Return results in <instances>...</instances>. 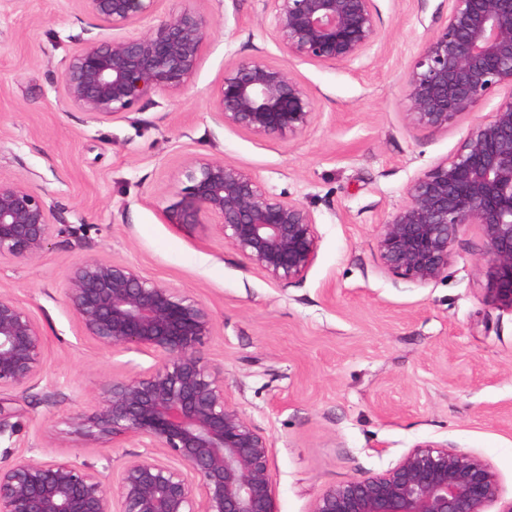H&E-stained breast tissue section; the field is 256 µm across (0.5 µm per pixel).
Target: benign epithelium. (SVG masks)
Segmentation results:
<instances>
[{
  "label": "benign epithelium",
  "instance_id": "7a95c632",
  "mask_svg": "<svg viewBox=\"0 0 512 512\" xmlns=\"http://www.w3.org/2000/svg\"><path fill=\"white\" fill-rule=\"evenodd\" d=\"M110 37L88 42L60 77L69 107L123 118L155 95L190 88L216 20L183 7L146 32L125 30L151 16L157 0H78ZM285 56L351 66L380 42L374 0H261ZM512 85V0H452L448 19L424 41L405 76L407 119L448 128ZM224 126L286 140L315 117L310 91L284 64L255 57L233 63L212 97ZM164 208L172 224H214L245 261L288 284L303 278L318 248L302 203L263 190L256 177L213 156L182 166ZM478 226L489 287L486 300L512 311V93L474 126L456 154L410 183L404 205L378 227L386 268L420 286L448 273L452 245ZM59 231L35 188L0 181V261H26ZM84 336L103 349L156 354L144 373L105 381L92 413L69 424L90 443L130 441L148 452L112 468L22 455L0 465V512H276L269 440L228 401L224 376L201 350L214 332L208 306L188 291L103 259L76 264L64 288ZM43 336L33 315L0 292V393L39 379ZM512 512L489 464L451 446H418L391 470L328 487L312 512Z\"/></svg>",
  "mask_w": 512,
  "mask_h": 512
}]
</instances>
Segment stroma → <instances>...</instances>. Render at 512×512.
I'll list each match as a JSON object with an SVG mask.
<instances>
[{"label": "stroma", "instance_id": "obj_1", "mask_svg": "<svg viewBox=\"0 0 512 512\" xmlns=\"http://www.w3.org/2000/svg\"><path fill=\"white\" fill-rule=\"evenodd\" d=\"M216 19L188 92L154 97L127 117L95 120L63 105L59 76L83 44L106 37L79 0H0V180L24 181L62 230L30 261L0 262V290L39 322L38 383L11 392L0 465L23 452L121 466L134 443L92 444L69 425L103 381L159 364L86 339L65 303L72 267L98 258L135 265L211 310L203 348L224 392L271 445L277 512H312L329 486L394 468L418 446H453L490 464L512 498V312L486 303L476 225L462 228L448 276L419 287L394 276L377 229L413 178L452 157L501 96L443 130L408 122L403 83L450 0H374L380 44L350 67L285 58L260 0H190ZM252 57L287 63L316 118L297 138L264 139L219 124L212 96L224 70ZM214 155L267 191L303 203L318 235L307 274L283 285L246 268L217 227L181 228L163 210L182 164Z\"/></svg>", "mask_w": 512, "mask_h": 512}]
</instances>
